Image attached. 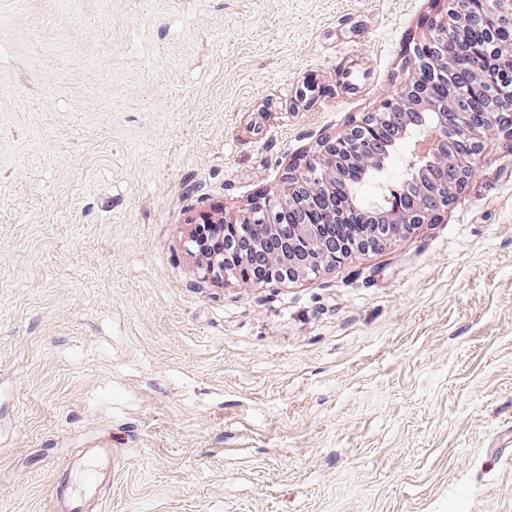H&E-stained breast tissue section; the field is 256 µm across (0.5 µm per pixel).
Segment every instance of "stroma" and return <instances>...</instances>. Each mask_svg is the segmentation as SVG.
<instances>
[{"label":"stroma","mask_w":512,"mask_h":512,"mask_svg":"<svg viewBox=\"0 0 512 512\" xmlns=\"http://www.w3.org/2000/svg\"><path fill=\"white\" fill-rule=\"evenodd\" d=\"M448 0H0V512H512V139L319 273L200 283ZM273 198H264L263 201L254 202L249 213L244 216L240 222L224 220V216L219 219H213L208 213H201L198 219H192L193 224L189 236L188 250L191 253H198L205 262L199 267L201 279L212 283L224 281V273L234 270L237 267L242 269L244 265L243 251L244 243L240 242L237 236V229H244L253 222L256 215L261 214L263 221L273 228L279 221V212L270 207L269 201ZM265 224L262 221L253 222L245 231L251 237L258 238L265 235V229L261 227ZM228 230L232 234H227ZM225 231V236H224Z\"/></svg>","instance_id":"1"}]
</instances>
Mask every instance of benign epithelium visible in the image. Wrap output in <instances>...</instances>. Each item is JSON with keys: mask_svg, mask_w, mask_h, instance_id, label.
<instances>
[{"mask_svg": "<svg viewBox=\"0 0 512 512\" xmlns=\"http://www.w3.org/2000/svg\"><path fill=\"white\" fill-rule=\"evenodd\" d=\"M466 16V8H452L441 17L438 25L444 27L449 38H454L461 28ZM408 81L405 89L394 99L382 102L379 110L387 112L392 122L401 127L400 140L412 142L419 147L404 168L402 183L407 186L424 187L437 199V205L445 208L450 203L448 185L430 181L434 171L449 163H454L463 170L471 168L473 160L482 149L483 131L467 126H460L458 132L473 143L472 152L458 156L446 146L448 142V92L458 93L456 108L462 112L466 109L465 92L458 88V80L475 85H492L499 109L512 110V85L499 78V72L484 57H476L466 65L448 56V47L437 41L431 34L417 42L411 52V62L406 65ZM369 125L361 118L344 134L323 145L321 155L313 164L307 166L306 172L286 178L285 187L280 197L290 206L302 200V193L316 194L325 204L323 218L328 222L336 219V201L340 200L350 207L364 208L374 219L382 218L396 231L409 232L414 226L426 222V212L415 197L405 206L399 205L385 209V204L394 202L398 188L382 181V173L388 166L393 151L398 143L391 145V150L380 156L374 166L366 170L367 179L374 182L380 194L374 201L361 199L358 191L348 188L344 196L336 198V182L344 168L353 163L354 158H364L367 146ZM269 227L279 221L278 211L271 207L265 198L254 203L241 221L213 219L208 213H202L192 220L193 229L189 236L188 250L202 256L203 263L199 270L201 279L212 283L224 282V273L241 268L244 255L237 230L244 229L253 222L257 215ZM357 250L355 245H340L326 255L318 238L317 227L313 224H301L294 236V241L266 270L264 281L282 282L299 277L312 266L332 267L336 262Z\"/></svg>", "mask_w": 512, "mask_h": 512, "instance_id": "benign-epithelium-1", "label": "benign epithelium"}]
</instances>
